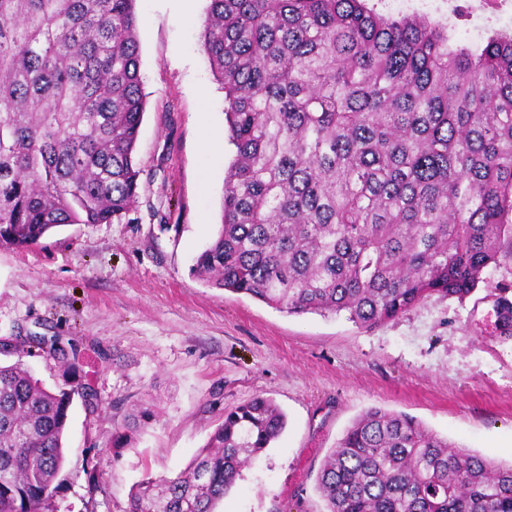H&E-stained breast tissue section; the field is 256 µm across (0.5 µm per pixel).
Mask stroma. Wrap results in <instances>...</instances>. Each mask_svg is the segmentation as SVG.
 <instances>
[{
  "instance_id": "obj_1",
  "label": "stroma",
  "mask_w": 512,
  "mask_h": 512,
  "mask_svg": "<svg viewBox=\"0 0 512 512\" xmlns=\"http://www.w3.org/2000/svg\"><path fill=\"white\" fill-rule=\"evenodd\" d=\"M385 17L512 32L507 0H367ZM209 0H137L146 100L138 203L120 223L59 227L0 247V336H57L79 353L78 383L102 401L70 411L56 512H128L144 478L182 472L226 408L271 398L287 417L218 512H323L325 455L367 408L407 414L472 453L512 462V339L486 334L482 293L431 297L367 330L340 313L290 315L192 276L220 221L228 144L224 92L200 48ZM132 445L115 428L143 406ZM102 474L89 492L83 467Z\"/></svg>"
}]
</instances>
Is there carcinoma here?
Returning a JSON list of instances; mask_svg holds the SVG:
<instances>
[{
  "label": "carcinoma",
  "mask_w": 512,
  "mask_h": 512,
  "mask_svg": "<svg viewBox=\"0 0 512 512\" xmlns=\"http://www.w3.org/2000/svg\"><path fill=\"white\" fill-rule=\"evenodd\" d=\"M200 46L236 154L193 276L370 330L433 295L463 300L512 260L511 33L472 47L366 0H210ZM144 111L136 0H0V246L121 222ZM493 309L512 338V298ZM0 354L77 368L57 336H1ZM76 396L99 413L88 387L0 364V512H53ZM285 427L270 398L224 411L186 470L146 478L128 512H216ZM317 491L324 512H512V464L372 407Z\"/></svg>",
  "instance_id": "cac0c4a2"
}]
</instances>
